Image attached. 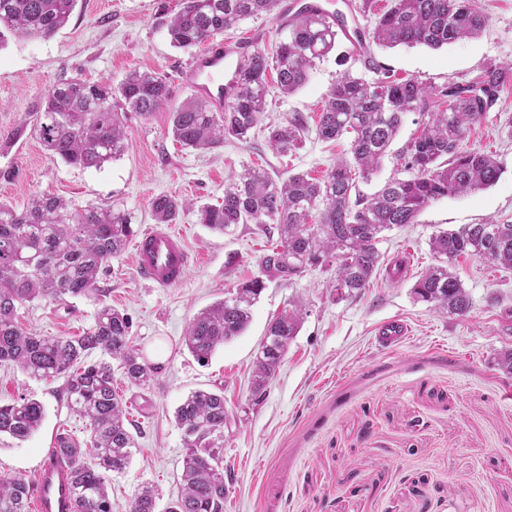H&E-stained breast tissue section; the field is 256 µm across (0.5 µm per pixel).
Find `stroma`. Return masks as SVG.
I'll use <instances>...</instances> for the list:
<instances>
[{
  "instance_id": "obj_1",
  "label": "stroma",
  "mask_w": 512,
  "mask_h": 512,
  "mask_svg": "<svg viewBox=\"0 0 512 512\" xmlns=\"http://www.w3.org/2000/svg\"><path fill=\"white\" fill-rule=\"evenodd\" d=\"M488 18L477 37L441 49L371 47L353 56L345 40L316 62L304 86L284 96L271 91L265 128L249 143L185 149L170 133L169 109L143 118L127 114L128 149L101 168H73L33 136L15 132L31 118L43 94L59 81L120 82L134 71L165 75L172 107L190 96L180 72L192 52L172 46L167 31L181 0H78L68 23L47 39H8L0 45V201L23 208L50 193L72 207L113 203L132 217L135 232L153 226L149 204L167 194L191 202L174 231L184 235L193 264L175 288H154L136 272L132 249L113 257L99 276L100 292L72 299L69 308L48 300L18 311L25 330L39 336H79L102 306L127 314L131 336L159 366L144 388L115 379L128 406L136 441L130 465L108 476L112 512H127L143 486L159 491L156 512L181 493L185 454L174 412L195 390L223 391L224 470L230 492L224 512H512V374L499 362L512 352V270L459 257L455 271L471 309L458 317L416 301L412 290L434 263L430 238L441 230L494 221L512 224V80L495 108L475 123L466 146L496 155L502 166L491 187L449 195L424 209L415 223L384 232L377 248L383 268L360 294L340 299L326 283L334 270L312 269L289 281L270 278L252 308L248 329L201 364L183 336L193 317L237 283L259 275L260 259L277 243L261 225L238 224L212 233L197 208L220 203L225 184L245 167L271 175H326L349 156L350 139L321 140L308 129L303 145L282 156L267 141V125L294 114L315 121L324 100L346 72L373 81L390 74L434 89L474 81L491 63L512 64V0H474ZM276 17L259 15L221 33L247 53L273 55L286 39ZM421 117L408 114L370 181V196L403 177L394 154L413 137ZM406 260L404 274L387 270ZM298 308L303 321L261 402L251 397V370L271 319ZM407 324L406 339L376 347L381 324ZM64 378L47 382L19 368L0 366V402L33 398L44 406L40 428L28 439L0 437V475L35 477L60 434L89 437L88 420L70 412Z\"/></svg>"
}]
</instances>
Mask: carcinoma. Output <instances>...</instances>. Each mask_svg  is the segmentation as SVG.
I'll use <instances>...</instances> for the list:
<instances>
[{
  "mask_svg": "<svg viewBox=\"0 0 512 512\" xmlns=\"http://www.w3.org/2000/svg\"><path fill=\"white\" fill-rule=\"evenodd\" d=\"M281 0H184L167 28L173 46L190 50L239 21L279 12ZM77 0H0V44L18 39L49 38L69 21ZM486 17L471 0H390L376 21L368 45L385 48L423 45L439 49L479 35ZM339 33L316 13L288 23V37L272 58L245 56L236 84L227 92L224 111L212 112L190 98L171 112V134L182 146L207 151L226 139L250 141L263 120L269 95L268 73L290 95L308 80L315 63L336 46ZM512 75L509 65H490L475 81L432 89L415 80L386 76L374 81L343 74L325 101L316 125L323 140L353 135L348 160L323 178L306 174L272 177L250 167L224 187L222 202L198 207V222L224 233L236 224H274L278 244L261 258L263 276L238 283L224 298L198 313L184 342L197 361L241 335L251 309L265 289L264 278L291 280L312 267L336 266L332 288L337 298L361 293L378 271L380 235L412 224L430 203L450 194L482 190L502 173L494 156L463 147L470 126L497 105ZM171 88L156 72L135 71L119 84L71 78L41 98L31 129L48 151L76 168H100L127 150L120 112L142 117L169 105ZM427 117L421 133L398 155L409 177L393 178L370 197L352 195L356 177L369 179L380 168L404 117ZM306 130L297 114L284 125L268 127V143L278 153L299 148ZM189 203L175 196L152 199L157 224H174ZM318 221L309 222L313 212ZM134 236L131 218L110 204L73 209L63 199L43 193L21 210L0 201V366L12 365L44 381L66 377L67 406L89 421V440L62 437L56 451L71 463L75 512H112L107 473L130 464L135 439L122 400L112 387V365L87 358L100 350L120 362L123 377L147 386L158 372L131 339L129 318L103 307L95 323L80 336L41 337L27 333L17 320L18 307L36 299L68 305L72 298L97 295L98 277L108 261L121 254ZM435 264L416 281L415 297L438 310L463 317L470 295L455 272L467 255L512 269V224H465L430 239ZM302 313L294 309L274 318L254 362L252 395L260 401L279 368L288 341L297 334ZM42 404L20 398L0 403V435L25 440L40 426ZM186 448L180 475L182 494L168 512H224L228 489L224 478V393L191 392L175 411ZM33 481L22 475L0 477V512H30ZM156 493L139 489L128 512H155Z\"/></svg>",
  "mask_w": 512,
  "mask_h": 512,
  "instance_id": "1",
  "label": "carcinoma"
}]
</instances>
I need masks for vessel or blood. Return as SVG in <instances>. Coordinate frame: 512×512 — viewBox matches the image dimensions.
Instances as JSON below:
<instances>
[{
  "mask_svg": "<svg viewBox=\"0 0 512 512\" xmlns=\"http://www.w3.org/2000/svg\"><path fill=\"white\" fill-rule=\"evenodd\" d=\"M325 15L342 32L352 54H360L366 46L367 33L360 25L349 24L330 10L328 0H284L278 14L280 25L301 9ZM239 49L213 42L202 48L182 70L181 81L198 97L209 103L213 111L224 109V93L236 79ZM138 276L156 288H172L185 280L192 264L182 236L160 228L144 230L134 243ZM35 512H75L69 472L63 461L50 455L40 464L34 486Z\"/></svg>",
  "mask_w": 512,
  "mask_h": 512,
  "instance_id": "obj_1",
  "label": "vessel or blood"
}]
</instances>
